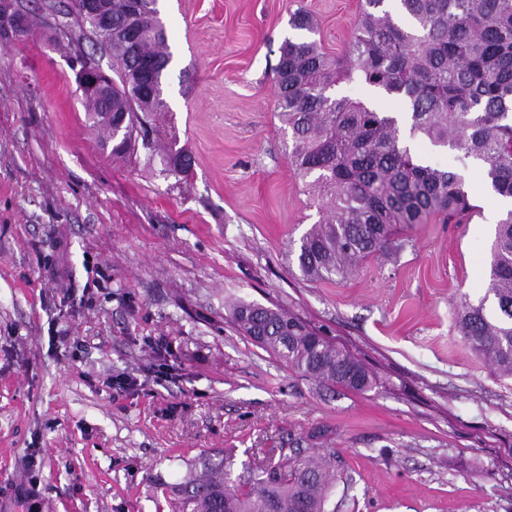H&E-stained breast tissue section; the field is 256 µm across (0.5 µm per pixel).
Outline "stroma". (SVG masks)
I'll list each match as a JSON object with an SVG mask.
<instances>
[{"label": "stroma", "mask_w": 512, "mask_h": 512, "mask_svg": "<svg viewBox=\"0 0 512 512\" xmlns=\"http://www.w3.org/2000/svg\"><path fill=\"white\" fill-rule=\"evenodd\" d=\"M49 1L70 2L20 0L30 30L0 45V512H172L199 457L238 476L278 448L333 454L338 512H512V377L454 326L486 292L495 236L479 167L413 142L462 169L471 220L400 228L402 250L344 281L298 267L319 208L289 163L274 67L294 13L336 55L362 0H157L172 59L156 139L194 158L168 176L160 150L101 149ZM234 300L298 315L375 386L289 369L236 331Z\"/></svg>", "instance_id": "obj_1"}]
</instances>
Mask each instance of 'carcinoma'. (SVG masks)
<instances>
[{
    "label": "carcinoma",
    "instance_id": "carcinoma-1",
    "mask_svg": "<svg viewBox=\"0 0 512 512\" xmlns=\"http://www.w3.org/2000/svg\"><path fill=\"white\" fill-rule=\"evenodd\" d=\"M143 33L128 41L103 34L70 0L69 29H78L110 54L117 79L112 104L84 102L87 119L115 157L132 147V133L116 139L108 113L140 115L167 109L162 79L171 61L156 0H142ZM385 0H364L348 49L331 57L314 40H286L275 68L276 108L288 129V158L321 201L320 218L300 238L298 264L310 281L346 278L376 253L397 251L399 224L440 216L465 224L474 206L463 176L429 164L401 137L399 118L333 92L358 79L401 98L409 136L478 165L493 191L512 198V0H397L409 24L396 22ZM124 0H112V31L129 24ZM156 65L152 92L135 72ZM231 318L241 335L264 333L260 347L298 373L364 392L376 379L348 350L301 318L276 307L239 301ZM456 325L463 340L494 374L512 375V210L497 225L485 296L461 300ZM200 471L175 487V512H329L336 481L331 457L279 453V459L231 479L226 461L204 457Z\"/></svg>",
    "mask_w": 512,
    "mask_h": 512
}]
</instances>
